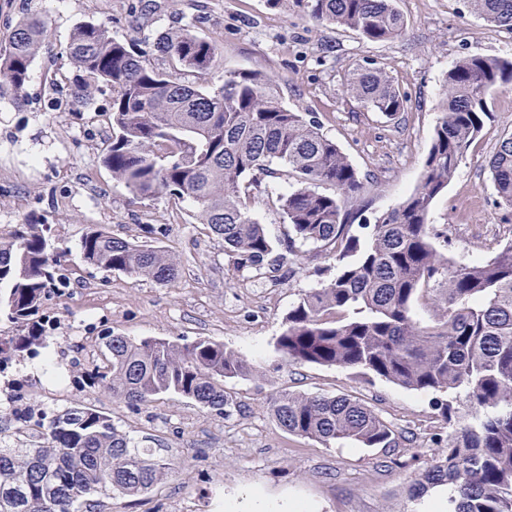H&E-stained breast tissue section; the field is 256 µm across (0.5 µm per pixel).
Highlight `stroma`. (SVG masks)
<instances>
[{"label": "stroma", "instance_id": "35a3bbf8", "mask_svg": "<svg viewBox=\"0 0 512 512\" xmlns=\"http://www.w3.org/2000/svg\"><path fill=\"white\" fill-rule=\"evenodd\" d=\"M396 6L406 20L403 35L372 43L269 0H0V44L30 14L46 20L51 41L32 64L26 106L0 99V237L38 216L51 225L52 248L63 254L69 277L42 305V316L55 322L46 355L21 358L0 375V385L9 379L14 389L13 402L0 400V422L15 423L26 406L50 417L81 404L107 414L134 443L169 462L152 491L112 496L105 512H177L185 500L199 512H225L226 500L245 499L255 486L264 491L265 512L287 502L302 512H428V498L409 499L408 490L430 465L435 438L448 436L434 394L352 370L291 366L274 351L292 304L336 273L322 249L304 247L299 260L289 252L293 232L277 197L290 181L266 176L252 191L250 213L265 225L273 251L261 272L239 267L223 241L198 223L192 201L177 203L164 193L136 199L113 179L102 163L112 92L76 108L68 91L74 68L64 51L84 22L109 24L114 38L142 49L165 30L195 21L196 35L213 41L216 58L210 72L185 75V82L215 88L229 73L254 70L273 78L285 106L314 113L360 175L371 176L366 217L372 220L420 182L443 116L448 69L470 54L512 56V33L489 26L466 0H396ZM372 63L410 97L409 112L389 119L347 95L351 73ZM488 105L481 134L429 216L435 247L458 260L489 259L512 241V208L497 205L488 168L512 133V85L493 90ZM92 228L164 247L178 262V279L160 284L87 266L80 242ZM109 335L179 343L208 338L243 356L255 372L226 383L235 400L226 414L175 394L134 407L84 379L86 369L102 364ZM44 362L68 383L61 398L46 396L55 384L41 370ZM281 390L357 397L393 425L399 445L326 447L288 434L268 410Z\"/></svg>", "mask_w": 512, "mask_h": 512}]
</instances>
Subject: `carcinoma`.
Here are the masks:
<instances>
[{
  "instance_id": "cac0c4a2",
  "label": "carcinoma",
  "mask_w": 512,
  "mask_h": 512,
  "mask_svg": "<svg viewBox=\"0 0 512 512\" xmlns=\"http://www.w3.org/2000/svg\"><path fill=\"white\" fill-rule=\"evenodd\" d=\"M318 21L383 43L402 35L395 0H294ZM491 25L512 31V0H467ZM194 24L161 33L149 46L165 67L112 37L103 23L77 26L64 51L74 66L73 101L112 88L111 143L103 157L112 177L141 199L165 193L197 206V220L224 241L241 267L261 271L273 251L264 225L248 209L250 188L274 163L293 186L280 197L292 226L291 244L330 249L336 274L300 295L288 310L275 352L289 365L355 370L404 389L448 393L437 401L448 440L410 490L416 499L450 485L451 512H512V241L486 261L461 262L432 241L429 214L454 178L489 115L487 92L512 84V57L468 55L448 70L444 117L436 125L419 184L372 224L364 182L336 141L308 113L286 107L275 81L255 70L234 73L216 89L189 85L184 72L207 73L215 46ZM47 37L39 17L20 20L0 47V98L19 104ZM347 95L394 118L408 96L381 67L356 70ZM496 202L512 207V134L490 157ZM320 184L333 193L317 191ZM369 230L366 242L349 234ZM51 227L32 220L0 240V315L25 333L0 337V361L47 347L52 337L37 320L44 298L66 284L61 256L50 252ZM83 261L158 283L177 279L178 264L161 246L138 244L92 229L80 244ZM429 294L430 323L415 315ZM107 364L94 378L112 398L132 405L176 393L224 412V383L253 374L242 356L210 339L176 343L108 336ZM269 411L288 433L329 446L349 440L361 448H394L391 426L357 398L279 391ZM43 444L3 435L0 512H99L101 496L147 493L169 463L140 448L99 410L75 405L50 420L38 416Z\"/></svg>"
}]
</instances>
